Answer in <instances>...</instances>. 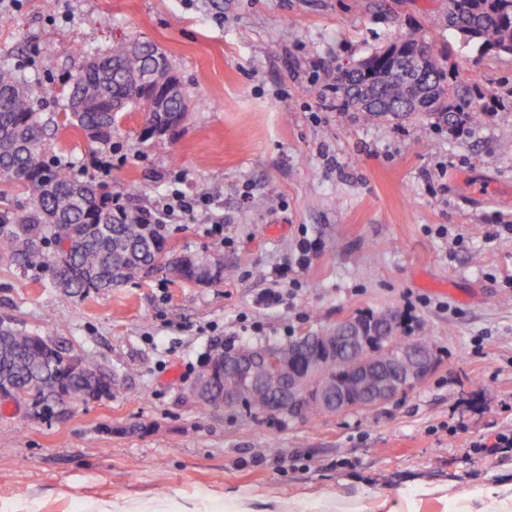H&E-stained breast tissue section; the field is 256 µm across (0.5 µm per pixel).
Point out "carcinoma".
I'll return each mask as SVG.
<instances>
[{"mask_svg":"<svg viewBox=\"0 0 512 512\" xmlns=\"http://www.w3.org/2000/svg\"><path fill=\"white\" fill-rule=\"evenodd\" d=\"M442 28L456 36L467 32L466 43L497 53L512 55V0H448ZM160 52L153 44L137 40L112 45L93 56L96 67L84 66L68 86L63 117L68 125L90 140L108 146L118 131L124 112L139 109L141 90ZM434 71L438 90L420 83L416 69L406 61L396 72L378 83L380 102L393 108L414 99L427 102L424 112L436 124L453 132L476 121L483 95L479 88L464 82H448L440 61ZM51 118L33 105L29 81L9 66L0 67V259L20 270L48 267L53 280L63 290L79 295L109 292L153 270L164 269L173 278L215 284L233 273L224 261L192 252H175L164 224H151L145 210L117 208L112 189L86 183L70 171L55 165L46 154ZM27 194V205L15 207L8 190ZM357 322L365 326V349L375 364L385 366L392 352L378 345L370 318ZM230 353L251 364L248 377L224 372V351L215 349L208 384L213 401L224 399V384H234L236 403L255 411H266L273 394L255 386L253 380L266 373L261 355L247 341L232 347ZM324 379L313 383L302 397L300 411L305 418H316L320 391L326 383H336V374L353 370L357 357L348 353L344 340L327 342L317 331L306 335L299 355L313 359L320 355L336 359ZM74 352L43 337L0 320V401L23 397L36 411L60 414L58 398L67 395L81 402L110 399L122 389L119 377L89 356L82 367L71 370L65 359Z\"/></svg>","mask_w":512,"mask_h":512,"instance_id":"carcinoma-1","label":"carcinoma"}]
</instances>
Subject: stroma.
<instances>
[{"label": "stroma", "mask_w": 512, "mask_h": 512, "mask_svg": "<svg viewBox=\"0 0 512 512\" xmlns=\"http://www.w3.org/2000/svg\"><path fill=\"white\" fill-rule=\"evenodd\" d=\"M445 3L21 0L0 17V64L25 71L48 117L87 53L133 38L165 53L190 95L179 127L142 143L139 114L125 116L106 178L85 165L99 144L74 129L46 151L147 209L177 174L185 193H214L211 212L168 218L169 241L234 270L212 286L158 270L75 296L50 270L0 259V319L124 384L60 417L0 414V512H456L483 483L512 482V447L468 450L512 429V239H486L512 223V56L440 28ZM413 32L443 53L449 80L483 92L487 113L468 132L337 107L340 67ZM303 237L320 246L311 265L278 276ZM274 288L281 302L260 305ZM385 311L408 316L405 338L427 337L438 365L382 407L296 420L191 395L216 344Z\"/></svg>", "instance_id": "35a3bbf8"}]
</instances>
